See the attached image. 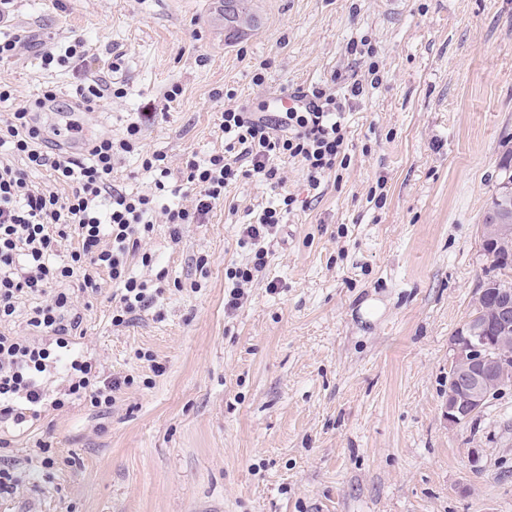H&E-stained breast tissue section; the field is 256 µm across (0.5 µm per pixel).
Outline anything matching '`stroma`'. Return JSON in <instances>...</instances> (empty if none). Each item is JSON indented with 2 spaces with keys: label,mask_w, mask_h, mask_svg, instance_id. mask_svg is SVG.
<instances>
[{
  "label": "stroma",
  "mask_w": 512,
  "mask_h": 512,
  "mask_svg": "<svg viewBox=\"0 0 512 512\" xmlns=\"http://www.w3.org/2000/svg\"><path fill=\"white\" fill-rule=\"evenodd\" d=\"M220 3L13 0L7 26L30 43L0 64L13 92L0 114L54 90L36 116L54 155L83 157L85 140L138 118L143 151L176 172L223 151L224 107L355 81L366 94L347 103L348 168L315 191L284 160L297 202L237 311H224L225 271L248 257L241 224L274 197L254 177L179 243L155 224L142 244L153 268H131L165 270L164 292L128 324H112L103 280L78 348L124 385L108 410L77 401L24 432L0 423L1 461H27L41 440L57 460L0 493V512H512V386L465 424L444 415L512 148V0H248L238 38ZM77 39L86 68L43 65L44 42ZM87 72L123 98L71 111Z\"/></svg>",
  "instance_id": "1"
}]
</instances>
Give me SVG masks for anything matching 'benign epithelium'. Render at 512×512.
Segmentation results:
<instances>
[{"instance_id":"benign-epithelium-1","label":"benign epithelium","mask_w":512,"mask_h":512,"mask_svg":"<svg viewBox=\"0 0 512 512\" xmlns=\"http://www.w3.org/2000/svg\"><path fill=\"white\" fill-rule=\"evenodd\" d=\"M512 291L498 292L492 307L480 306L452 339V360L445 412L459 426L486 404L491 392L512 383Z\"/></svg>"}]
</instances>
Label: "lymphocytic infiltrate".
Wrapping results in <instances>:
<instances>
[{"mask_svg":"<svg viewBox=\"0 0 512 512\" xmlns=\"http://www.w3.org/2000/svg\"><path fill=\"white\" fill-rule=\"evenodd\" d=\"M296 106L276 115L229 107L220 114L223 152L206 162L184 161L180 179H173L164 155L142 153L141 124L131 121L125 137L100 136L85 147L86 160L52 156L41 151L45 131L34 112L55 100L53 90L17 107L0 119V148L24 156L27 169L51 168L56 181L71 192L60 195L31 181L27 170L0 163V422L21 428L41 416L45 407L61 409L79 400L108 409L119 380L101 379L92 364L77 350L83 334L84 314L75 294L100 292V273H107L114 287L112 323L119 326L129 315L147 307L161 295L153 280L134 276L133 258L150 266L153 258L141 254L142 236L150 232L155 213H163L171 239H178L183 225L203 223L224 200V190L240 176H253L277 191L276 202L266 206L254 222L241 225L239 242L249 249L247 263L227 268L231 287L224 297L226 311L238 309L268 262L266 245L284 217L293 209V195L283 193L280 162L299 160L311 189L322 179L349 164L345 153V104L321 87L298 90ZM140 154L150 173V191L135 195L115 187L112 165L127 154ZM174 197V204L160 205V198ZM72 242L66 260H58L62 243ZM76 280V292L63 282ZM49 302H41V295ZM37 296L28 314V335L12 332L19 299ZM62 370L67 385L61 396L45 391L42 379L50 370Z\"/></svg>","mask_w":512,"mask_h":512,"instance_id":"lymphocytic-infiltrate-1","label":"lymphocytic infiltrate"}]
</instances>
